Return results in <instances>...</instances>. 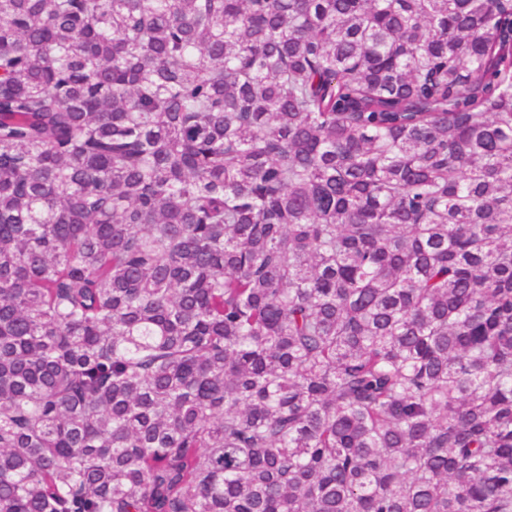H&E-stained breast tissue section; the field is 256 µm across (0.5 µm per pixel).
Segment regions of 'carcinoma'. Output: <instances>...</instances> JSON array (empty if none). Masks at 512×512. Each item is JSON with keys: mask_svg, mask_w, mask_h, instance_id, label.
<instances>
[{"mask_svg": "<svg viewBox=\"0 0 512 512\" xmlns=\"http://www.w3.org/2000/svg\"><path fill=\"white\" fill-rule=\"evenodd\" d=\"M0 512H512V0H0Z\"/></svg>", "mask_w": 512, "mask_h": 512, "instance_id": "1", "label": "carcinoma"}]
</instances>
